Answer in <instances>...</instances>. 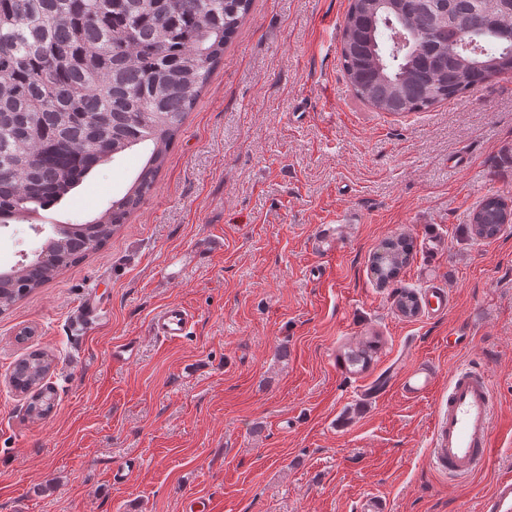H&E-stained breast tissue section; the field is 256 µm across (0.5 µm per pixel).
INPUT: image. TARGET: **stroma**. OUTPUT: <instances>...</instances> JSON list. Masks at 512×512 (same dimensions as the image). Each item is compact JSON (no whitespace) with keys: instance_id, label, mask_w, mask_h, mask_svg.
<instances>
[{"instance_id":"35a3bbf8","label":"stroma","mask_w":512,"mask_h":512,"mask_svg":"<svg viewBox=\"0 0 512 512\" xmlns=\"http://www.w3.org/2000/svg\"><path fill=\"white\" fill-rule=\"evenodd\" d=\"M347 8L254 0L122 229L0 314V512H188L195 498L209 512H477L512 470V228L468 231L486 196L512 200V75L426 112L377 111L342 68ZM147 158L96 168L42 233L0 227V271L54 225L102 213ZM402 237L413 250L380 284L372 256ZM91 288L105 315L79 330ZM405 289L416 316L397 307ZM168 304L194 316L176 341L150 329ZM367 336L378 353L350 371L339 355ZM129 340L135 358L113 360ZM33 351L52 360L41 418L10 383ZM466 364L496 392L494 451L453 479L432 460L434 423ZM418 368L431 382L412 395Z\"/></svg>"}]
</instances>
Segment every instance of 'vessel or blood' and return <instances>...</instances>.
<instances>
[{
	"label": "vessel or blood",
	"instance_id": "vessel-or-blood-1",
	"mask_svg": "<svg viewBox=\"0 0 512 512\" xmlns=\"http://www.w3.org/2000/svg\"><path fill=\"white\" fill-rule=\"evenodd\" d=\"M191 314L183 307L166 306L151 319L153 335L177 340L187 335ZM495 399L486 371L458 368L448 382L445 411L438 421L433 461L449 476L464 478L488 459ZM480 512H512V471L499 477L481 503Z\"/></svg>",
	"mask_w": 512,
	"mask_h": 512
}]
</instances>
